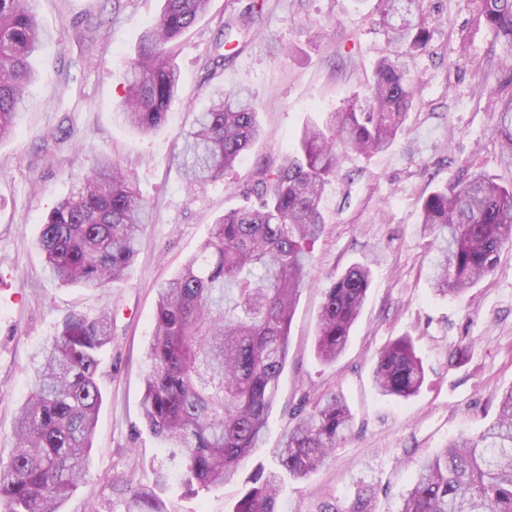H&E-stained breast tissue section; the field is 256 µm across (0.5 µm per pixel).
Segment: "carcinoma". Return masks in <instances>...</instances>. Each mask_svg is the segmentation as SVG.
<instances>
[{"label": "carcinoma", "instance_id": "1", "mask_svg": "<svg viewBox=\"0 0 512 512\" xmlns=\"http://www.w3.org/2000/svg\"><path fill=\"white\" fill-rule=\"evenodd\" d=\"M38 0H0V139L12 135L19 105L36 79L32 58L44 32ZM382 22L398 51L382 58L361 99L322 123L305 124L299 144L255 170L238 191L244 204L215 220L209 237L182 269L158 288L142 417L179 450L180 476L201 489L234 479L259 447L288 362L291 322L310 286L312 249L326 218L320 200L336 176L339 155L388 150L405 131L416 89L406 57L423 50L428 30L412 16L423 0H381ZM210 0H163L136 56L125 61L128 84L120 111L131 127L161 126L176 98L180 73L173 50ZM265 0H252L235 27L250 33ZM485 25L512 50V0H480ZM227 25V28L234 27ZM498 135L512 163V95L493 94ZM262 135L252 95L241 88L211 93V105L181 134L177 167L188 188L224 178ZM144 201L120 162L102 157L81 186L57 202L36 244L54 281L103 291L122 280L144 230ZM423 234L438 242L432 260L435 295L477 285L512 248V186L473 174L423 198ZM370 270L353 266L324 290L318 358L334 362L367 298ZM112 341V318L71 314L36 353L26 400L15 420V450L0 462V512H61L90 471L102 393L100 354ZM373 380L385 395L409 398L424 368L412 340L401 337L377 356ZM353 414L329 393L303 411L275 449L281 470L256 472L234 512H282L283 474L304 479L346 438ZM377 486L352 479L343 500L319 512H376ZM124 512H168L152 488L130 490ZM397 512H512V387L496 418L477 435L460 433L420 462Z\"/></svg>", "mask_w": 512, "mask_h": 512}]
</instances>
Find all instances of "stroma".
Listing matches in <instances>:
<instances>
[{
    "label": "stroma",
    "mask_w": 512,
    "mask_h": 512,
    "mask_svg": "<svg viewBox=\"0 0 512 512\" xmlns=\"http://www.w3.org/2000/svg\"><path fill=\"white\" fill-rule=\"evenodd\" d=\"M246 2L210 0L179 39V93L166 123L150 133L130 129L118 111L124 61L135 56L161 0L38 2L47 34L34 58L41 76L24 96L15 134L0 141V458L14 448L15 412L27 396L35 352L69 314L114 316L98 376L103 402L93 468L63 512H123L136 485L154 487L168 512H234L248 478L274 467L273 450L297 410L329 392L344 397L352 430L316 473L286 480L283 512H317L343 498L360 474L378 487L377 512H397L417 462L452 436L479 433L512 387V250L485 281L438 297L420 224L423 197L465 173L512 183V166L500 160L499 115L487 97L502 86L512 93V58L481 19L479 0H424L430 41L407 59L419 92L408 131L386 151L343 154L325 189L314 283L291 323L264 444L224 487L196 492L177 480L179 462L145 427L141 407L160 283L197 252L215 219L239 204L236 190L259 163L292 152L306 122L355 102L378 60L396 51L379 0H270L247 37L226 36L225 22ZM219 55L223 65L205 68ZM216 87L250 89L266 135L223 180L191 191L175 164L181 132ZM103 154L120 161L146 203L145 234L109 290L61 287L36 245L40 226ZM357 264L371 272L367 299L346 351L326 364L315 350L323 292ZM402 336L412 338L425 369L421 388L407 399L382 395L372 382L378 352ZM161 467L170 472L162 484Z\"/></svg>",
    "instance_id": "1"
}]
</instances>
